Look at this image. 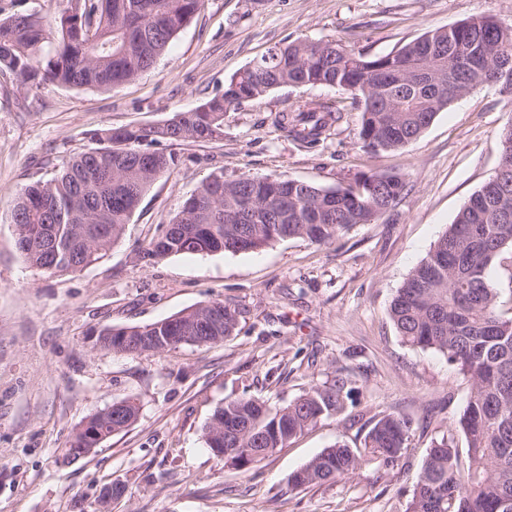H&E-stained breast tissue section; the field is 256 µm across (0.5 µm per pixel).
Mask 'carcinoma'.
I'll use <instances>...</instances> for the list:
<instances>
[{
	"mask_svg": "<svg viewBox=\"0 0 512 512\" xmlns=\"http://www.w3.org/2000/svg\"><path fill=\"white\" fill-rule=\"evenodd\" d=\"M203 3L67 0L51 54L43 53L48 35L41 17L16 12L0 18V70L35 87L116 89L151 69ZM492 81L512 84V27H498L491 16L428 31L378 57L357 54L337 39L276 46L233 76L222 94L196 110L175 113V122L156 136L133 127L94 133L96 147L70 158L53 177L24 188L11 214L16 247L26 263L50 273L100 262L150 186L175 164L172 155L149 150L151 144L216 140L223 134L224 112L276 87L325 85L358 96L359 140L371 153L402 148L454 100ZM340 118L331 106L311 100L278 113L275 124L293 140L315 145ZM499 147L503 183L494 175L471 196L390 305L401 341L445 356L471 389L455 422L466 442V460L454 437L434 441L404 512H512V315L501 310L499 293L487 279L489 267L512 251V118L499 131ZM404 189L400 175L376 172L360 173L337 188L213 175L141 259L252 251L285 239L327 245L395 207ZM239 315L234 305L215 300L152 323L149 331L107 327L100 343L126 354L150 352L122 340L141 334L170 338L164 352L187 337L198 345L216 344L234 333ZM350 384L338 374L278 408L253 397L229 398L204 427L206 445L214 448L222 436L224 459L247 469L321 418L342 412ZM138 412L133 403L120 419L112 417V408L102 410L73 434L70 447L91 448L90 434L107 439L130 427ZM412 426L399 413L377 414L362 447L324 449L292 473L288 485L299 490L335 482L374 459L392 471Z\"/></svg>",
	"mask_w": 512,
	"mask_h": 512,
	"instance_id": "obj_1",
	"label": "carcinoma"
}]
</instances>
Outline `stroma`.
<instances>
[{"mask_svg":"<svg viewBox=\"0 0 512 512\" xmlns=\"http://www.w3.org/2000/svg\"><path fill=\"white\" fill-rule=\"evenodd\" d=\"M477 16L512 26V0H204L156 64L117 89H32L0 71V512H92L110 483L126 488L112 512H404L428 449L451 434L470 386L441 354L402 343L390 304L494 174L511 95L478 87L402 149L367 154L352 94L273 89L225 112L219 140L161 142L176 156L173 169L152 184L107 257L74 272L26 264L11 211L26 185L95 147L97 130L148 128L195 109L274 46L335 38L382 56ZM309 100L341 113L314 147L271 123ZM369 171L401 174L400 201L332 244L286 239L255 252L139 258L211 175L328 188ZM217 299L240 312L222 342L129 355L99 341L104 327L144 326ZM339 372L353 381L345 411L256 466L233 469L207 448L203 429L225 398L281 406ZM126 399L139 405L137 421L64 464L74 432ZM381 412L414 422L397 469L373 461L345 479L289 489V476L323 449L360 447Z\"/></svg>","mask_w":512,"mask_h":512,"instance_id":"obj_1","label":"stroma"}]
</instances>
